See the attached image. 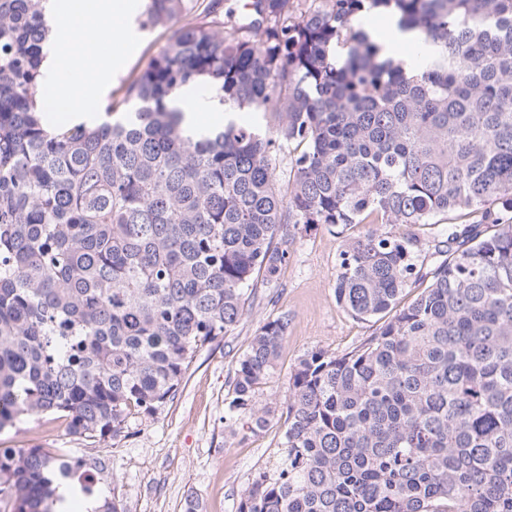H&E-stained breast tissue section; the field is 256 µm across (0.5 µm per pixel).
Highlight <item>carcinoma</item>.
Instances as JSON below:
<instances>
[{"label": "carcinoma", "mask_w": 512, "mask_h": 512, "mask_svg": "<svg viewBox=\"0 0 512 512\" xmlns=\"http://www.w3.org/2000/svg\"><path fill=\"white\" fill-rule=\"evenodd\" d=\"M44 2L0 0V430L56 415L101 439L157 413L255 279L325 228L337 303L379 326L299 358L281 459L238 512H512V0H143L140 30L176 28L107 99L126 119L95 127L47 119ZM380 10L436 47L414 72L370 38ZM190 84L265 127L186 129ZM465 211L428 241L376 228ZM287 336L269 319L236 361L252 433ZM54 476L44 448L0 450L3 512H53Z\"/></svg>", "instance_id": "carcinoma-1"}]
</instances>
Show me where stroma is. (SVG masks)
Segmentation results:
<instances>
[{
  "mask_svg": "<svg viewBox=\"0 0 512 512\" xmlns=\"http://www.w3.org/2000/svg\"><path fill=\"white\" fill-rule=\"evenodd\" d=\"M166 29L135 32L123 68L97 89L95 105L127 75L146 67L165 45ZM341 240L320 229L289 248L274 287L257 285L235 329L200 351L172 402L150 416L132 414L123 431L98 442L70 435L66 421L31 418L0 431V448H64L83 458L98 480L97 498L117 497L123 512H184L187 496L206 512H237L242 490L257 472L272 470L281 454L284 420L257 433L230 432L228 417L236 360L269 318L287 314L288 336L273 373L256 392L258 405L282 402L288 373L309 351L350 352L375 324L352 318L336 302V256Z\"/></svg>",
  "mask_w": 512,
  "mask_h": 512,
  "instance_id": "obj_1",
  "label": "stroma"
}]
</instances>
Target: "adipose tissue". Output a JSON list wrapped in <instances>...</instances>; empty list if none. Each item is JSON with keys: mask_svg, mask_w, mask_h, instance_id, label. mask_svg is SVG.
I'll return each mask as SVG.
<instances>
[{"mask_svg": "<svg viewBox=\"0 0 512 512\" xmlns=\"http://www.w3.org/2000/svg\"><path fill=\"white\" fill-rule=\"evenodd\" d=\"M45 8L52 20L42 62L49 95L72 123L95 120L88 91L130 49L134 0H47Z\"/></svg>", "mask_w": 512, "mask_h": 512, "instance_id": "ef3b65f1", "label": "adipose tissue"}]
</instances>
